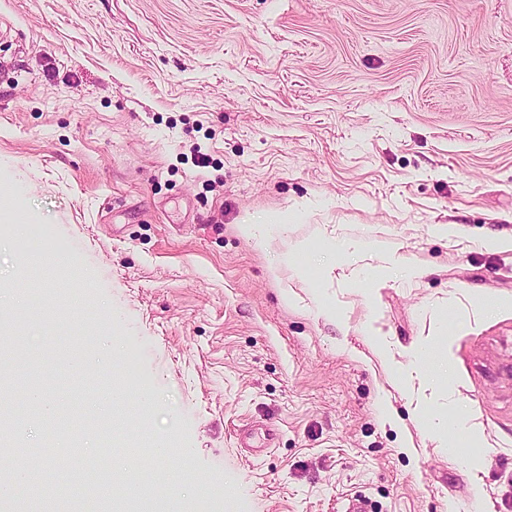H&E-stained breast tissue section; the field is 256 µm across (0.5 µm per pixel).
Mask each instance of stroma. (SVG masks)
Listing matches in <instances>:
<instances>
[{
	"label": "stroma",
	"mask_w": 512,
	"mask_h": 512,
	"mask_svg": "<svg viewBox=\"0 0 512 512\" xmlns=\"http://www.w3.org/2000/svg\"><path fill=\"white\" fill-rule=\"evenodd\" d=\"M2 64L14 437L113 449L74 512L153 462L169 512H512V0H0ZM278 228L288 227V212H279L269 215L259 224H239L240 234L250 240H254L257 244H262L264 240V232L270 227ZM433 433L439 436L440 440H444L448 444V439L453 443V448L467 447L468 438L465 437L459 426L449 423L447 420H437L430 424Z\"/></svg>",
	"instance_id": "stroma-1"
}]
</instances>
